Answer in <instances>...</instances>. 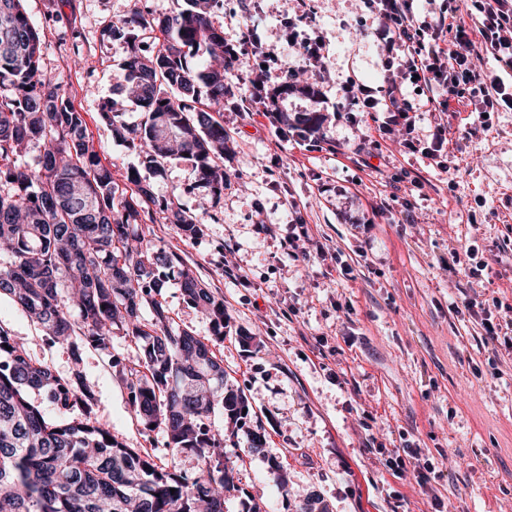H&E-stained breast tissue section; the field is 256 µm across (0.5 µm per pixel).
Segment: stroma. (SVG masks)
Instances as JSON below:
<instances>
[{"label": "stroma", "instance_id": "stroma-1", "mask_svg": "<svg viewBox=\"0 0 512 512\" xmlns=\"http://www.w3.org/2000/svg\"><path fill=\"white\" fill-rule=\"evenodd\" d=\"M311 6L329 40L324 67L305 75L324 103L292 95L290 116L320 112L319 135L282 137L252 99L226 103L231 137L222 194L202 184L191 160L173 157L162 173L116 139L99 116L122 97L125 40L105 36L137 0H23L42 37V68L61 80L82 112L89 141L127 188L131 171L150 183L141 214L143 246L179 254L223 296L229 330L214 351L229 384L248 396V430H262L263 452L245 434L224 444L236 491L224 512H297L309 496L330 512H512V341L489 339L483 321L501 323L512 306V110L477 124L470 108L421 113L427 135L448 126L449 169L398 143L383 144L370 166L350 161L361 135L336 116L339 87L354 77L376 87L385 72L361 0H224L214 24L237 44L250 77L254 33L270 52L287 51L288 20ZM419 188L398 190L401 177ZM204 222L195 237L169 223L163 203ZM472 308H462L464 299ZM174 326L212 337L178 280L162 290ZM0 326L23 339L29 358L68 380L81 374L92 393L70 416L105 428L126 447L165 458L162 429H147L131 406L118 364L141 347L114 330L108 349L73 355L9 296ZM254 336L243 347L239 334ZM422 449L434 470L428 486L389 467L397 448ZM287 471L282 491L270 469Z\"/></svg>", "mask_w": 512, "mask_h": 512}]
</instances>
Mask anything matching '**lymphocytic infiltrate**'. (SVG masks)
<instances>
[{
  "label": "lymphocytic infiltrate",
  "instance_id": "1",
  "mask_svg": "<svg viewBox=\"0 0 512 512\" xmlns=\"http://www.w3.org/2000/svg\"><path fill=\"white\" fill-rule=\"evenodd\" d=\"M376 26L372 31L386 55L382 66L384 83L371 87L347 79L340 87L339 112H376L380 119L376 134L364 135L370 149L381 150L384 140L398 139L405 151H422L440 157L448 145V128L437 124L427 139L416 136V118L405 91L415 84L428 111L444 112L450 100H474L479 113L512 109V92L506 87L512 78V0H467L466 6L452 0H436L424 12H416L413 0H364ZM401 57H393L394 47ZM286 59L276 60L262 45L252 52L259 71L250 79L248 92L257 101L265 99L262 65L277 63L289 78L307 73L329 53L324 35L291 36ZM492 55L502 73L491 77L481 73L480 55Z\"/></svg>",
  "mask_w": 512,
  "mask_h": 512
}]
</instances>
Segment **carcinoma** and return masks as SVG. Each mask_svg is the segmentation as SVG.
<instances>
[{
  "mask_svg": "<svg viewBox=\"0 0 512 512\" xmlns=\"http://www.w3.org/2000/svg\"><path fill=\"white\" fill-rule=\"evenodd\" d=\"M221 7L222 0H183L163 18L138 10L111 24L110 35L129 45L127 89L145 120L127 127L117 123L115 101L101 105L115 136L139 149L155 171L164 159L187 153L216 195L224 191L217 160L229 136L214 113L236 94L231 75L241 65L213 22ZM139 30L154 34L157 51L141 48ZM41 53L22 0H0V244L7 243L9 255L0 267V294L74 353L82 344L107 349L115 327L142 340V360L121 369L134 410L145 425L164 428L168 455L193 451L202 465L190 480L105 439L102 428L49 420L27 390L44 391L67 412L88 388L78 373L66 381L33 362L0 326V512H224L233 470L224 465V435L206 420L221 412L235 435L249 401L224 381L223 360L207 342L172 326L157 296L165 279L177 275L186 301L211 318L219 337L227 321L224 298L178 254L142 247L139 208L154 201L150 184L135 175V192L119 190L63 83L42 73ZM192 58L199 63L190 64ZM290 93L286 83L272 93L277 123L317 134L323 117L316 113L290 122L280 106ZM32 143L43 148L35 172L18 164ZM164 210L184 235L195 234L198 216ZM146 305L153 314L149 331L140 321Z\"/></svg>",
  "mask_w": 512,
  "mask_h": 512,
  "instance_id": "obj_1",
  "label": "carcinoma"
}]
</instances>
